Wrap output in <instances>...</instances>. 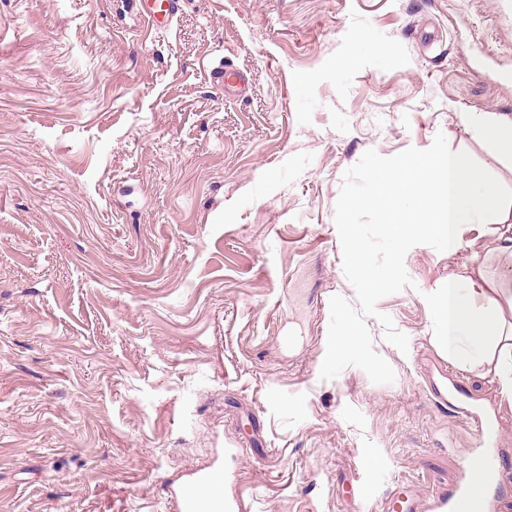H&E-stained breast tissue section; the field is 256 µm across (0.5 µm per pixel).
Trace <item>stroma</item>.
Returning a JSON list of instances; mask_svg holds the SVG:
<instances>
[{"label": "stroma", "mask_w": 512, "mask_h": 512, "mask_svg": "<svg viewBox=\"0 0 512 512\" xmlns=\"http://www.w3.org/2000/svg\"><path fill=\"white\" fill-rule=\"evenodd\" d=\"M463 112L512 117V0H182L157 29L141 0H0V512H178L215 470L224 512H386L398 485L436 512L490 459L512 512V404L429 313L472 254L502 274L491 221L407 253L377 304L407 351L367 318L392 383L320 377L364 152L441 134L512 189Z\"/></svg>", "instance_id": "35a3bbf8"}]
</instances>
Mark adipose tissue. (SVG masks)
Masks as SVG:
<instances>
[{
  "label": "adipose tissue",
  "mask_w": 512,
  "mask_h": 512,
  "mask_svg": "<svg viewBox=\"0 0 512 512\" xmlns=\"http://www.w3.org/2000/svg\"><path fill=\"white\" fill-rule=\"evenodd\" d=\"M496 195L495 186L480 179L464 156L422 155L407 158L396 174L381 181L374 197L359 199L358 205L379 211L393 234H406L414 241L442 237L454 252L461 245V225L479 221ZM463 278L469 294H461L452 283L440 286L433 290L429 305L432 319L446 327L445 347L453 359L463 338L474 353H486L489 338L498 333L496 309L503 302L512 308V284L489 281L481 260L465 268ZM474 290L484 298V307L473 305Z\"/></svg>",
  "instance_id": "ef3b65f1"
}]
</instances>
